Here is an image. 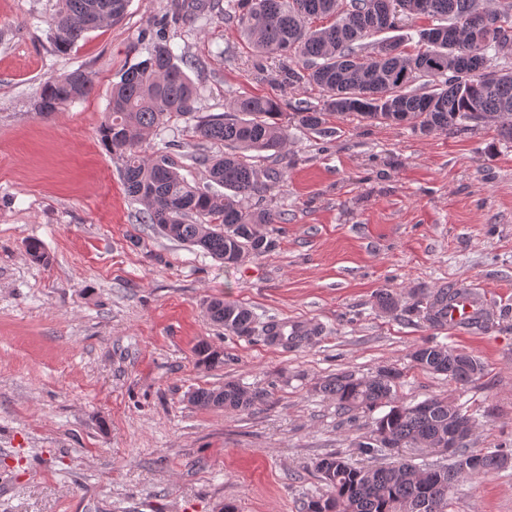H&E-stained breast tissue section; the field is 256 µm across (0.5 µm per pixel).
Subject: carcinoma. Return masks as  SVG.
I'll return each mask as SVG.
<instances>
[{
	"label": "carcinoma",
	"instance_id": "cac0c4a2",
	"mask_svg": "<svg viewBox=\"0 0 512 512\" xmlns=\"http://www.w3.org/2000/svg\"><path fill=\"white\" fill-rule=\"evenodd\" d=\"M128 0H59L50 21L55 46L67 50L84 34L120 20ZM237 27L257 55L274 56L280 63L281 86L314 83L324 92L322 105L293 113L299 126L325 132L327 117L356 114L383 123L414 121L422 134L457 132L475 113L499 120V135L512 142V63L498 62L496 45L474 43L470 17L479 12L478 0H237ZM427 16L436 21L419 30L420 49L410 54L382 48L363 53L360 41L394 29L398 16ZM419 87H413L418 80ZM94 84L81 69L51 78L42 86L35 109L41 114L91 95ZM200 96L194 83L174 61L167 43H154L148 56L120 75L112 86L110 109L101 136L122 162L128 194L146 206L148 222L179 242L198 246L228 266L262 255L274 246L259 231L276 224L280 215L246 205L265 189L261 174L251 163V152L278 156L288 144V126L281 122L283 102L276 96L235 100L225 113L200 118L195 136L221 143L222 155H199L208 165L211 180L224 187L213 194L191 183L177 163L158 151L143 154L146 136L174 116L191 115ZM411 308L423 313L435 329L448 327V288L419 293ZM209 319L239 336L254 331L251 312L238 304L215 298L208 303ZM198 361L211 367L224 363V354L200 345ZM423 370L448 375L464 385L481 373L473 356L427 342L412 353ZM398 373L382 369L370 379L342 373L326 382L324 392L336 398L341 414L354 418L363 409L387 406L375 421L373 438L360 448L368 454L385 444L398 448H434L448 443L451 424L472 423L461 407L446 398L431 397L416 404L395 401ZM266 398L227 382L199 389L191 401L203 408L224 407L251 411ZM460 457L476 459L474 476L481 478L503 467L502 453L457 449ZM327 492L304 503V512H448L451 496L462 478L451 463L420 469L397 461L376 468L355 467L341 455L328 456L316 465Z\"/></svg>",
	"mask_w": 512,
	"mask_h": 512
}]
</instances>
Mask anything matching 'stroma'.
Here are the masks:
<instances>
[{"instance_id": "stroma-1", "label": "stroma", "mask_w": 512, "mask_h": 512, "mask_svg": "<svg viewBox=\"0 0 512 512\" xmlns=\"http://www.w3.org/2000/svg\"><path fill=\"white\" fill-rule=\"evenodd\" d=\"M57 0H0V512H303L322 495L326 456L380 467L402 458L448 464L429 448L362 454L383 408L338 414L324 382L399 371L397 401H454L476 421L470 449L512 453V143L497 121L428 135L356 115L327 133L288 126L262 207L275 248L237 266L160 235L121 178L99 128L112 86L157 37L194 61L196 116L150 134L189 181L217 191L197 149V116L272 95L289 109L321 105L310 84L281 88L279 64L254 57L233 25L209 15L186 27L170 0H130L122 21L58 51ZM81 69L92 94L41 115L45 81ZM39 241L47 263L31 260ZM467 278L497 306L487 331L436 330L409 313L415 293ZM386 290L398 300L382 311ZM221 298L248 308L257 331L210 321ZM271 321L320 326L297 346L266 340ZM223 365L199 364L201 343ZM426 342L476 357L458 385L421 370ZM232 381L266 393L251 412L203 409L193 391ZM448 512H512V464L462 478Z\"/></svg>"}]
</instances>
